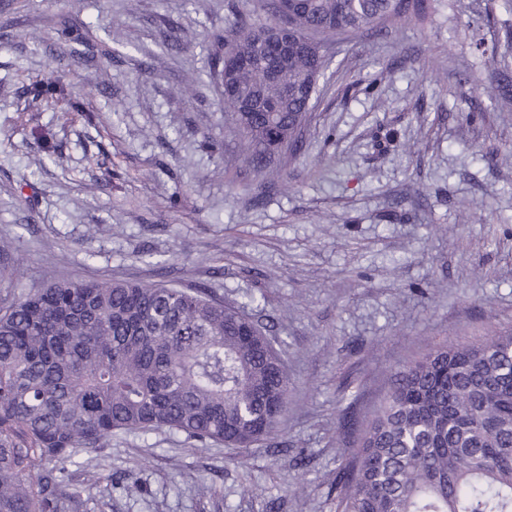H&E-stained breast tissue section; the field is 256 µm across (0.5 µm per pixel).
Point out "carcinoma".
Segmentation results:
<instances>
[{
	"label": "carcinoma",
	"instance_id": "1",
	"mask_svg": "<svg viewBox=\"0 0 512 512\" xmlns=\"http://www.w3.org/2000/svg\"><path fill=\"white\" fill-rule=\"evenodd\" d=\"M224 38L244 60L220 93L243 162L267 182L297 154L332 64L299 44L277 80L250 61L276 24ZM426 0H293L288 23L324 44L418 21ZM57 37L73 55L88 38ZM36 98L61 92L43 78ZM272 100L278 112L240 111ZM284 360L266 329L204 288L64 279L0 301V512H63L77 469L112 434L168 428L196 442L271 443L288 409ZM336 512H512V331L431 348L395 377L336 478Z\"/></svg>",
	"mask_w": 512,
	"mask_h": 512
}]
</instances>
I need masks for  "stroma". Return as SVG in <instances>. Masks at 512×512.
Instances as JSON below:
<instances>
[{
    "label": "stroma",
    "instance_id": "35a3bbf8",
    "mask_svg": "<svg viewBox=\"0 0 512 512\" xmlns=\"http://www.w3.org/2000/svg\"><path fill=\"white\" fill-rule=\"evenodd\" d=\"M430 4L422 24L337 36L303 147L268 186L210 68L258 0H0V295L56 277L202 287L269 325L290 378L273 445L116 433L70 471L69 512H336L395 373L512 329V95L495 93L512 0ZM65 25L89 30L85 55L56 39ZM51 76L64 97L28 96Z\"/></svg>",
    "mask_w": 512,
    "mask_h": 512
}]
</instances>
